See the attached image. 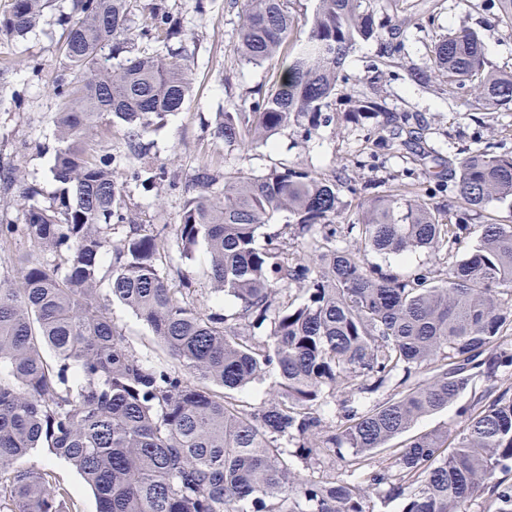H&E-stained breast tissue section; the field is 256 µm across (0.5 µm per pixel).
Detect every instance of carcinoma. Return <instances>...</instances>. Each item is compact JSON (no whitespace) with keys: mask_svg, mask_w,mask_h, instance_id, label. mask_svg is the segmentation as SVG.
Instances as JSON below:
<instances>
[{"mask_svg":"<svg viewBox=\"0 0 512 512\" xmlns=\"http://www.w3.org/2000/svg\"><path fill=\"white\" fill-rule=\"evenodd\" d=\"M52 0H12L0 34L22 38ZM73 0L63 62L51 91L61 101L52 174L58 204L24 195V224L0 226V246L21 232L38 251L64 258V272L38 257L0 280V493L18 512H73L69 491L47 470L20 467L37 448L72 465L93 491L97 512H512V225H477L475 244L448 265L445 279L420 269L401 279L365 266L361 253L450 252L468 234L440 208L406 195H372L356 224L341 225L359 248L336 246L342 201L336 184L303 168L243 171L219 180L197 170L175 227L185 258L203 242L216 296L237 301L225 315L194 307L188 287L162 273L163 224L134 227L112 161L95 153L98 123L123 128L136 156L151 127L179 111L195 63L167 0ZM291 0H242L233 54L241 65L278 55L288 65L265 91L228 104L215 137L246 150L272 147L291 124L315 130L336 95L344 60L359 39L378 34L371 0H317L308 29L295 31ZM434 72L474 95L512 109V71L487 68L478 34L461 27L435 44ZM385 111L359 100L356 119ZM464 208L512 200V156L487 145L468 152L456 173ZM281 231L257 246L276 212ZM313 241V260L288 253L286 235ZM297 285L301 302L280 305L277 288ZM118 301L146 322L182 367L173 371L129 350L109 314ZM270 324L253 343L242 323ZM272 398L247 411L231 396L268 370ZM363 407L340 400L339 425L319 412L326 392L373 394ZM457 408L459 426L398 449V470L374 463L421 416ZM294 442L289 451L280 440ZM348 479L298 477V463L344 456Z\"/></svg>","mask_w":512,"mask_h":512,"instance_id":"carcinoma-1","label":"carcinoma"}]
</instances>
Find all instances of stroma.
Instances as JSON below:
<instances>
[{"label":"stroma","instance_id":"1","mask_svg":"<svg viewBox=\"0 0 512 512\" xmlns=\"http://www.w3.org/2000/svg\"><path fill=\"white\" fill-rule=\"evenodd\" d=\"M70 4L71 0H54L26 37L0 35V84L5 87L0 94V225L23 224L22 195L27 188H35L37 200L44 204L52 203L56 195L51 167L60 102L52 95L51 84L62 63L65 30L60 17L69 13ZM204 4L200 13L195 0H169L187 34V48L197 60L192 91L182 109L145 134L141 156L129 155L118 127L97 142L99 154L113 159L138 227L148 231L177 224L193 176L204 162L211 163L219 177L227 171L260 175L274 167L299 165L318 177L347 183L341 193L344 224L359 219V199L350 193V186L367 181L376 183L382 194L413 190L438 204L442 218L454 224L463 220L481 224L490 218L512 224V202L495 201L484 212L467 214L455 181L449 179L439 187L433 178L435 170L456 169L468 150L486 141L495 143L498 153L512 155V112L470 106L462 91L435 78L423 84L413 76L414 70L428 64L438 39L462 26L478 33L491 66L512 70V28L495 22L485 0H378L375 20L381 25L380 34L358 41L346 57L332 122L309 134L300 126H289L275 135L272 148L252 151L224 144L213 131L228 95L246 96L268 87L279 65L274 60L258 66L237 64L232 53L236 5L233 0H204ZM374 67L384 77L372 89L366 76ZM228 80L233 83L229 91L224 88ZM371 89L385 99L388 115L347 121L355 100ZM394 126L420 129L419 144L373 151L372 138L388 136ZM149 168L164 169V180L134 178V171ZM175 265L191 280L195 305L212 306L215 295L206 275L205 245H198L191 258L176 260ZM111 314L133 351L165 359L151 328L132 310L115 302ZM23 464L52 471L70 491L78 512H96L91 489L70 464L40 449Z\"/></svg>","mask_w":512,"mask_h":512}]
</instances>
